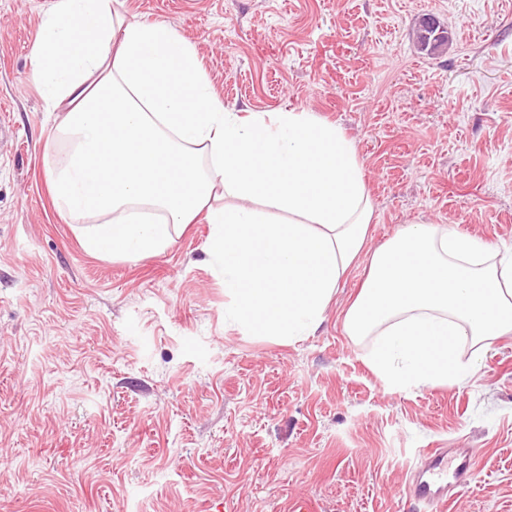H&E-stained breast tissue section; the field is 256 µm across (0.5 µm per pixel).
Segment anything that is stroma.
<instances>
[{"label":"stroma","instance_id":"obj_1","mask_svg":"<svg viewBox=\"0 0 512 512\" xmlns=\"http://www.w3.org/2000/svg\"><path fill=\"white\" fill-rule=\"evenodd\" d=\"M194 46L241 112L340 125L374 205L369 246L443 224L512 247V0H122ZM54 0H0V512H427L424 448L481 463L450 512H512V335L471 377L387 390L344 314L282 345L224 320L197 218L138 260L88 253L53 207L59 153L31 53ZM448 33L420 52L423 16Z\"/></svg>","mask_w":512,"mask_h":512}]
</instances>
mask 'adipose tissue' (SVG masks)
<instances>
[{
    "label": "adipose tissue",
    "mask_w": 512,
    "mask_h": 512,
    "mask_svg": "<svg viewBox=\"0 0 512 512\" xmlns=\"http://www.w3.org/2000/svg\"><path fill=\"white\" fill-rule=\"evenodd\" d=\"M32 67L66 145L49 173L53 204L88 252L149 256L205 217L225 318L283 344L315 332L369 253L344 325L374 337L367 364L391 389L459 384L472 373L463 344L487 351L512 333V250L439 224L408 225L368 250L373 206L341 128L229 109L166 23L129 21L113 0H56Z\"/></svg>",
    "instance_id": "obj_1"
}]
</instances>
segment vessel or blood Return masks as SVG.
I'll use <instances>...</instances> for the list:
<instances>
[{
	"label": "vessel or blood",
	"mask_w": 512,
	"mask_h": 512,
	"mask_svg": "<svg viewBox=\"0 0 512 512\" xmlns=\"http://www.w3.org/2000/svg\"><path fill=\"white\" fill-rule=\"evenodd\" d=\"M425 464L411 472L405 492L425 504L428 512H446L451 491H466L476 482L478 465L461 448H430L424 450Z\"/></svg>",
	"instance_id": "obj_1"
}]
</instances>
